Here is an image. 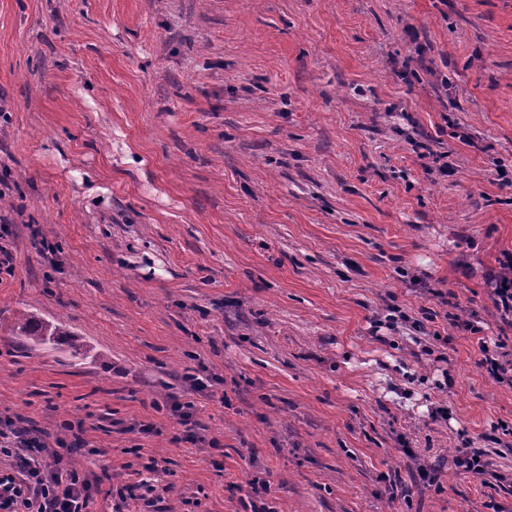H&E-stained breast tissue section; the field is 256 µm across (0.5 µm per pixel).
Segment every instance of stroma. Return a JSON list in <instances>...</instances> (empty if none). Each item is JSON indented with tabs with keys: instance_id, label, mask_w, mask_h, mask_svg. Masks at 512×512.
<instances>
[{
	"instance_id": "obj_1",
	"label": "stroma",
	"mask_w": 512,
	"mask_h": 512,
	"mask_svg": "<svg viewBox=\"0 0 512 512\" xmlns=\"http://www.w3.org/2000/svg\"><path fill=\"white\" fill-rule=\"evenodd\" d=\"M0 248V417L83 421L91 512H512L454 466L512 424V0H0ZM501 266L509 270V276L504 273L494 278V303L501 320L512 325V253H504ZM388 312L389 313L385 315L384 320L377 319L373 321V324L371 326L373 328V331L377 333L379 331L378 328L383 327L391 331H394L399 327L398 324L400 323L402 328L405 327L408 330L412 329L415 332L427 335L423 323L420 320L413 319L407 313L397 308L389 309ZM407 326H409V328H407ZM13 335L24 336L32 341H45L46 336H71L62 327L49 323L38 322L32 317H24L17 321L12 329ZM479 342V349L484 358L481 364L486 367L490 376L499 383H511L512 375L508 376L509 370L512 373V359L511 362L505 358L509 356L507 352H501L505 349V344L501 340L494 342L493 346L489 345L485 338H481ZM169 410L172 416L176 418L178 423L186 428L185 431L190 433V436L194 437L195 433L191 431L198 425L197 421L195 420L196 408L194 402L187 401L181 403L175 401L170 405Z\"/></svg>"
}]
</instances>
